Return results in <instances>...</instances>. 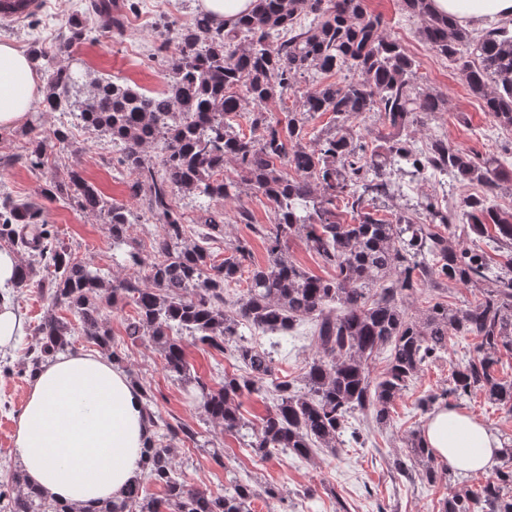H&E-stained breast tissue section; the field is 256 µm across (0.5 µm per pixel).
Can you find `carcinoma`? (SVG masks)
<instances>
[{"mask_svg": "<svg viewBox=\"0 0 512 512\" xmlns=\"http://www.w3.org/2000/svg\"><path fill=\"white\" fill-rule=\"evenodd\" d=\"M403 5L420 20L418 34L428 48L455 65L484 111L512 131V20L471 31L433 14L428 0ZM135 8L131 0H90L84 13L67 21L64 42L80 44L97 28L119 29ZM170 42L176 45L168 58L174 79L156 95L111 78L85 91L55 56L36 45L29 50L46 78L42 108L33 112L29 131L42 126L44 113L66 112L107 135L130 197L141 202L142 218L159 225V233L145 275L106 279L72 254L41 208L0 193V240L22 247L35 240L28 246L33 259L20 266L13 292L35 288L47 302L36 326L38 343L18 374L32 377L40 364L73 350L77 332L121 363L103 306L121 303L134 306L124 327L127 339L150 340L177 380L189 375L182 335L220 353L234 343L240 372L224 375L217 388L199 376L194 385L208 420L226 434L251 431L249 447L265 459L338 455L363 439L351 427L356 413L378 429L391 426L392 404L423 367L471 336L479 342L473 356L452 367V387L419 405L426 412L450 395L458 400L481 392L511 413L512 379L498 373L502 355H512V215L494 209L489 199L512 181V167L498 153L464 152L440 137L425 149L408 139L410 127L444 111L446 100L417 88L414 59L385 34L380 16L367 10L365 0H255L251 13L229 29L202 11L192 24L167 29L164 43ZM343 71L350 77L297 90V80L310 73ZM290 91L304 114L332 112L336 125L317 131L291 112L286 122L275 118L266 106ZM245 103L254 110L242 112ZM370 112L384 126L373 146L352 126ZM239 118L246 119L249 133L237 130ZM69 136L64 124L48 136H33L25 156L29 170L47 164L50 140L63 143ZM151 144L161 149L156 163L146 154ZM229 162L270 202V226L252 223L238 180L224 175ZM429 170L446 172L462 186L476 183L482 194L446 207L427 197L411 213L375 205L394 196V177L415 180ZM179 190L215 204L237 203L235 222L264 240L267 264L253 263L245 239L228 243L229 255L215 261L210 245L224 242V210L203 206L189 221L176 205ZM45 194L105 214L112 243L128 239L130 212L108 203L79 172L69 171ZM457 223L468 225L478 242L495 244L503 258L497 270L488 268L478 243H452ZM190 230L198 240H188ZM297 236L331 277L316 276L285 256L284 245ZM445 279L481 285L480 298L458 307L437 302L409 315L405 301L418 286ZM243 280L247 288L227 301V288ZM62 307L75 320L58 315ZM305 319L314 323V353L296 384L276 376L270 353L249 342L241 328L286 335ZM384 352L386 366L374 378L371 364ZM131 380L156 430L146 444L148 478L164 496H150L138 481L93 512H252L257 493L247 480L235 479L224 493L212 494L180 478L171 443H195L198 431L163 418L154 411L151 386ZM246 394L273 395V405L252 427L240 414L239 398ZM404 441V452L388 462L390 471L437 483L443 473L421 431H409ZM502 459L479 490L453 493L439 502L440 512H512V438ZM0 512L74 510L46 501L16 469L0 482Z\"/></svg>", "mask_w": 512, "mask_h": 512, "instance_id": "obj_1", "label": "carcinoma"}]
</instances>
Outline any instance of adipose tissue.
Segmentation results:
<instances>
[{
    "label": "adipose tissue",
    "mask_w": 512,
    "mask_h": 512,
    "mask_svg": "<svg viewBox=\"0 0 512 512\" xmlns=\"http://www.w3.org/2000/svg\"><path fill=\"white\" fill-rule=\"evenodd\" d=\"M429 8L469 27L512 18V0H429ZM41 91L26 54L1 42L0 127L23 122ZM150 433L144 400L125 373L106 357L71 352L36 371L15 445L29 485L49 501L92 512L141 480ZM423 435L449 469L488 471L500 461L498 437L456 407L435 408Z\"/></svg>",
    "instance_id": "obj_1"
}]
</instances>
